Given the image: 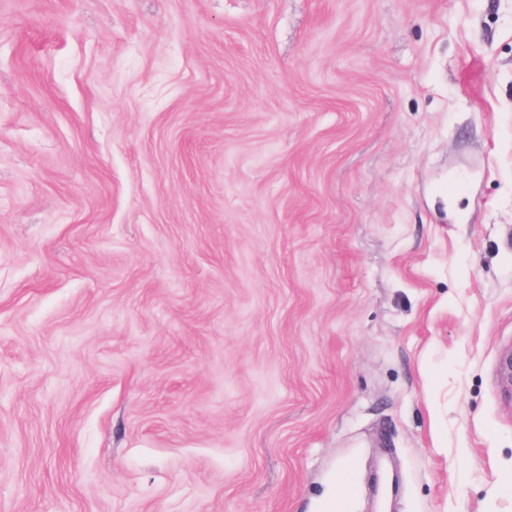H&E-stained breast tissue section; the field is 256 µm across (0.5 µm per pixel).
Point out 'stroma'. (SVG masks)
Here are the masks:
<instances>
[{"instance_id": "1", "label": "stroma", "mask_w": 512, "mask_h": 512, "mask_svg": "<svg viewBox=\"0 0 512 512\" xmlns=\"http://www.w3.org/2000/svg\"><path fill=\"white\" fill-rule=\"evenodd\" d=\"M512 0H0V512H512Z\"/></svg>"}]
</instances>
